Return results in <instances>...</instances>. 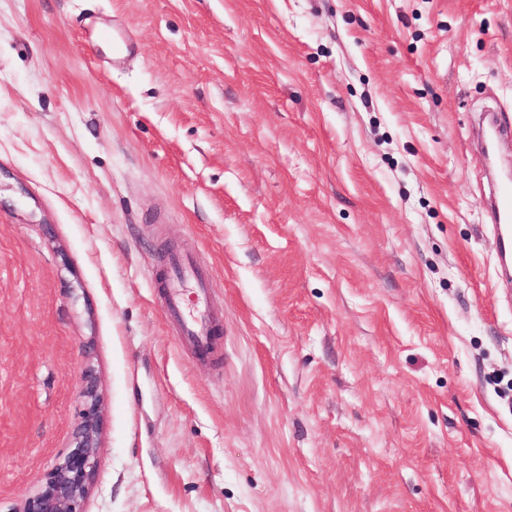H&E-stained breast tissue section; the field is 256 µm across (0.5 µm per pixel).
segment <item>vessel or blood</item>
Masks as SVG:
<instances>
[{"label": "vessel or blood", "mask_w": 512, "mask_h": 512, "mask_svg": "<svg viewBox=\"0 0 512 512\" xmlns=\"http://www.w3.org/2000/svg\"><path fill=\"white\" fill-rule=\"evenodd\" d=\"M491 220L495 225L501 274L512 276V182L499 181L491 203ZM193 283L196 302L184 304V285ZM164 315L177 321L180 327L179 344L191 347L200 359L208 360L216 353L215 315L209 304V284L194 260L187 255H170L164 263Z\"/></svg>", "instance_id": "obj_1"}]
</instances>
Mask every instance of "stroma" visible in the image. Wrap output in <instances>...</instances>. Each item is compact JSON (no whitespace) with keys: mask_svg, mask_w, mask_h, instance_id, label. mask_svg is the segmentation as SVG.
Here are the masks:
<instances>
[{"mask_svg":"<svg viewBox=\"0 0 512 512\" xmlns=\"http://www.w3.org/2000/svg\"><path fill=\"white\" fill-rule=\"evenodd\" d=\"M489 112L512 0H0V512L89 367L87 512H512ZM169 250L216 361L162 316Z\"/></svg>","mask_w":512,"mask_h":512,"instance_id":"35a3bbf8","label":"stroma"}]
</instances>
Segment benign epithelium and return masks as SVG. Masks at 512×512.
<instances>
[{
	"label": "benign epithelium",
	"mask_w": 512,
	"mask_h": 512,
	"mask_svg": "<svg viewBox=\"0 0 512 512\" xmlns=\"http://www.w3.org/2000/svg\"><path fill=\"white\" fill-rule=\"evenodd\" d=\"M86 408L75 429L70 450L45 474L37 489L11 512H86L94 484L104 418L99 381L93 369L81 375Z\"/></svg>",
	"instance_id": "benign-epithelium-1"
}]
</instances>
